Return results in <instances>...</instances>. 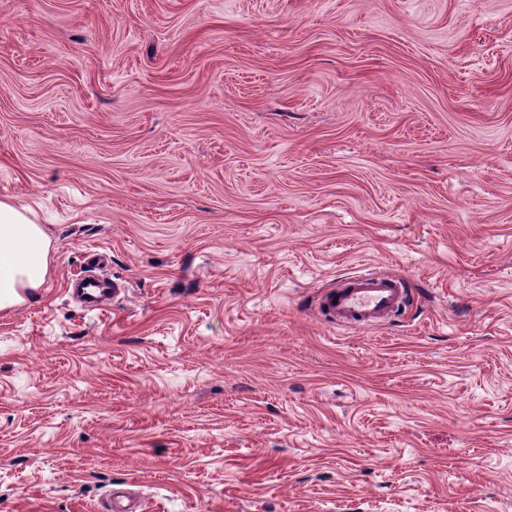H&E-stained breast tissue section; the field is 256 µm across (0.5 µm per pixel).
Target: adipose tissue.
Returning a JSON list of instances; mask_svg holds the SVG:
<instances>
[{
    "label": "adipose tissue",
    "mask_w": 512,
    "mask_h": 512,
    "mask_svg": "<svg viewBox=\"0 0 512 512\" xmlns=\"http://www.w3.org/2000/svg\"><path fill=\"white\" fill-rule=\"evenodd\" d=\"M31 206L0 198V311L36 297L49 273L52 240Z\"/></svg>",
    "instance_id": "ef3b65f1"
}]
</instances>
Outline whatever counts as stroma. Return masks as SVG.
I'll return each mask as SVG.
<instances>
[{
    "label": "stroma",
    "mask_w": 512,
    "mask_h": 512,
    "mask_svg": "<svg viewBox=\"0 0 512 512\" xmlns=\"http://www.w3.org/2000/svg\"><path fill=\"white\" fill-rule=\"evenodd\" d=\"M0 197V512H512V0H0ZM34 210L0 198V311L36 297L49 273L52 240ZM411 298L403 277L371 272L341 278L322 295L320 309L336 325L371 327L395 316Z\"/></svg>",
    "instance_id": "stroma-1"
}]
</instances>
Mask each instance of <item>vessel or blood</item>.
<instances>
[{"instance_id":"1","label":"vessel or blood","mask_w":512,"mask_h":512,"mask_svg":"<svg viewBox=\"0 0 512 512\" xmlns=\"http://www.w3.org/2000/svg\"><path fill=\"white\" fill-rule=\"evenodd\" d=\"M411 298L403 277L371 272L341 278L322 295L320 308L336 325L371 327L395 316Z\"/></svg>"}]
</instances>
